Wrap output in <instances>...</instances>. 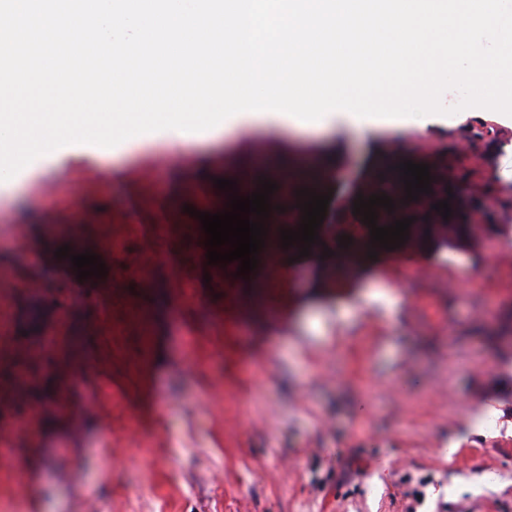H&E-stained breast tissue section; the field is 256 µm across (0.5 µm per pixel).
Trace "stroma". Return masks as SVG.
Returning a JSON list of instances; mask_svg holds the SVG:
<instances>
[{
  "instance_id": "35a3bbf8",
  "label": "stroma",
  "mask_w": 512,
  "mask_h": 512,
  "mask_svg": "<svg viewBox=\"0 0 512 512\" xmlns=\"http://www.w3.org/2000/svg\"><path fill=\"white\" fill-rule=\"evenodd\" d=\"M235 137L164 132L112 149L72 144L0 185V426L30 430L0 459V512H512V116L383 119L374 139L290 133L301 154L336 147V206L352 208L370 157L446 167L473 187L472 242L407 239L324 264L279 259L274 287H235L232 267L202 265L184 244L189 186L223 176ZM153 165V180L142 178ZM164 221L152 275L142 239ZM73 240L99 255L86 285L55 256ZM122 241L113 249V241ZM425 266L416 277L407 256ZM50 279L52 335L77 333L87 363L68 413L13 401V360L34 337L25 286ZM393 289V309L374 298ZM216 337L194 361L180 334ZM117 401L140 427L113 429ZM491 427L475 430L476 415Z\"/></svg>"
}]
</instances>
